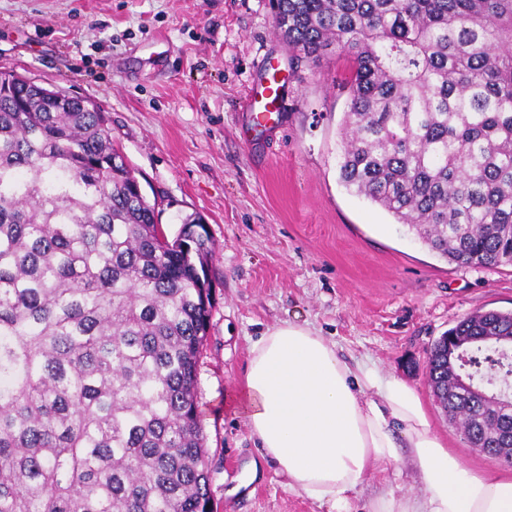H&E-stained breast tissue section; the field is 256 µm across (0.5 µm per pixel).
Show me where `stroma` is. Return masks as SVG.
<instances>
[{
    "instance_id": "obj_1",
    "label": "stroma",
    "mask_w": 512,
    "mask_h": 512,
    "mask_svg": "<svg viewBox=\"0 0 512 512\" xmlns=\"http://www.w3.org/2000/svg\"><path fill=\"white\" fill-rule=\"evenodd\" d=\"M349 67L291 63L270 0H0V71L99 107L167 235L194 214L208 225L215 304L197 402L214 512H329L288 490L236 411L252 343L283 322L403 378L466 464H496L449 423L426 361L459 319L512 311V266L448 262L344 186ZM273 73L277 124L262 129L244 101Z\"/></svg>"
}]
</instances>
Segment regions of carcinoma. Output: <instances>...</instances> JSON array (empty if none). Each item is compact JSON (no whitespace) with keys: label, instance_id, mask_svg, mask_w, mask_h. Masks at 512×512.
Segmentation results:
<instances>
[{"label":"carcinoma","instance_id":"cac0c4a2","mask_svg":"<svg viewBox=\"0 0 512 512\" xmlns=\"http://www.w3.org/2000/svg\"><path fill=\"white\" fill-rule=\"evenodd\" d=\"M296 56H346L340 179L450 263L512 265V0H274ZM0 87V512H213L197 367L213 298L200 217L170 239L105 113ZM461 373L512 395V313L465 316ZM432 392L473 448L512 408Z\"/></svg>","mask_w":512,"mask_h":512}]
</instances>
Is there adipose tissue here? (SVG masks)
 Instances as JSON below:
<instances>
[{
	"label": "adipose tissue",
	"mask_w": 512,
	"mask_h": 512,
	"mask_svg": "<svg viewBox=\"0 0 512 512\" xmlns=\"http://www.w3.org/2000/svg\"><path fill=\"white\" fill-rule=\"evenodd\" d=\"M237 407L288 488L332 512H351L366 477L399 463L421 493L388 490L370 512H512L511 470L465 464L412 386L349 364L309 327L285 322L253 343Z\"/></svg>",
	"instance_id": "ef3b65f1"
}]
</instances>
